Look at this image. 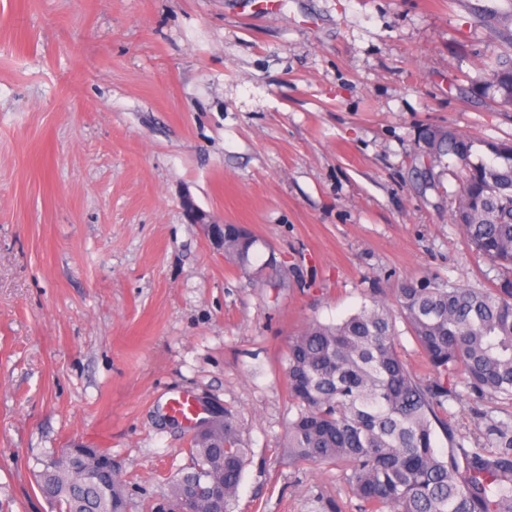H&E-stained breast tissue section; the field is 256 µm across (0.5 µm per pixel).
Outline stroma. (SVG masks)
<instances>
[{"mask_svg":"<svg viewBox=\"0 0 512 512\" xmlns=\"http://www.w3.org/2000/svg\"><path fill=\"white\" fill-rule=\"evenodd\" d=\"M512 0H0V512L49 451L108 449L146 512L188 462L169 398L230 409L231 512H359L296 463L284 356L405 279L499 286L422 133L512 140L486 85ZM257 239L248 266L182 206ZM466 447L512 405L460 390Z\"/></svg>","mask_w":512,"mask_h":512,"instance_id":"35a3bbf8","label":"stroma"}]
</instances>
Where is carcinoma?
Wrapping results in <instances>:
<instances>
[{
  "label": "carcinoma",
  "instance_id": "1",
  "mask_svg": "<svg viewBox=\"0 0 512 512\" xmlns=\"http://www.w3.org/2000/svg\"><path fill=\"white\" fill-rule=\"evenodd\" d=\"M487 84L512 104V54L497 56ZM429 156H448L462 175L451 222L482 259L512 273V142L478 141L450 129L424 134ZM255 237L224 225V254L246 266ZM395 299L424 355L428 376L405 364L390 308L370 306L338 324L313 321L288 344L285 376L296 416L285 447L295 461L349 466L362 512H512V428L496 429L501 449L488 453L456 439L445 403L448 378L471 393L512 401V289L455 287L407 279ZM448 451L437 447V436ZM86 453L84 465L39 461L36 487L54 512H129L130 481L105 448L73 443L60 453ZM190 462L166 478L148 512H229L249 454L227 409L193 428Z\"/></svg>",
  "mask_w": 512,
  "mask_h": 512
}]
</instances>
